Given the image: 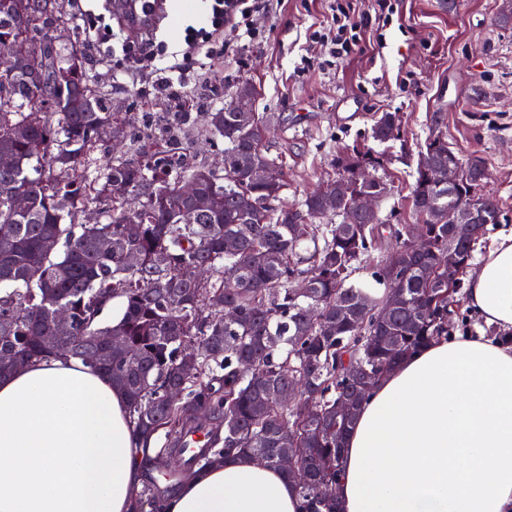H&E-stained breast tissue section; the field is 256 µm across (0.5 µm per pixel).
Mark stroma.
<instances>
[{
	"instance_id": "35a3bbf8",
	"label": "stroma",
	"mask_w": 512,
	"mask_h": 512,
	"mask_svg": "<svg viewBox=\"0 0 512 512\" xmlns=\"http://www.w3.org/2000/svg\"><path fill=\"white\" fill-rule=\"evenodd\" d=\"M327 0H285L271 16H254L256 38L215 59L210 80L191 86L188 118L177 131L196 161L213 165L224 158V141L207 126V115L224 108L236 86L250 83L260 92L257 109L272 114V151L288 161L285 204L294 206L335 174L333 159L376 116H401L398 140L385 144L393 157L384 178L390 187L379 205L389 224H416L409 201V171L417 152L440 129L463 158H483L487 192L498 199L512 229V24L499 23L506 0H400L399 17L370 22L361 53L336 62L313 30L330 18ZM74 31L104 32L116 27V0H92L89 10L69 5ZM126 63L114 59L102 42L87 55L90 81L110 107L125 105L131 138L118 151L100 150L98 166L114 155L132 157L143 136L161 132L167 101L150 82L118 83Z\"/></svg>"
}]
</instances>
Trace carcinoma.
Wrapping results in <instances>:
<instances>
[{
  "instance_id": "1",
  "label": "carcinoma",
  "mask_w": 512,
  "mask_h": 512,
  "mask_svg": "<svg viewBox=\"0 0 512 512\" xmlns=\"http://www.w3.org/2000/svg\"><path fill=\"white\" fill-rule=\"evenodd\" d=\"M61 18L70 21L63 0H0V53L39 33L33 54L0 75V154L14 160L0 170V233L8 234L0 247V352L28 364L83 361L103 337H123V348L101 351L92 367L126 392L143 447L166 436L145 457L147 479L133 512H160L174 486L158 484L154 474L168 472L177 457L182 481L224 463L233 449L276 467L280 448L296 449L308 474L297 485L301 512H336L324 489L341 477L343 437L368 391L362 381L378 380L448 335L474 247L504 220L484 190V161L461 158L438 131L427 139L409 172L411 205L425 228L419 250L408 245L409 225L348 211L356 195L386 197L378 172L388 158L363 141L336 156L329 197L313 193L296 208L281 205L287 163L267 146L266 113H209V127L224 138L222 174L186 162L187 147L163 137L148 139L145 160L115 157L97 170L91 155L127 138L126 122L99 91L89 93L83 67L66 82V108L56 106V71L84 64L82 52L55 42ZM47 51L57 70L37 81L33 61ZM400 128L398 113L383 112L369 137L387 143ZM191 181L206 207L182 195ZM18 194L28 200L22 210L11 203ZM90 203L98 205L93 224L83 220ZM459 204L485 216L479 234L448 227V209ZM106 238L107 251L99 248ZM227 238L237 250H224ZM450 264L460 274L451 284ZM204 265L209 275L201 279ZM364 269L369 280L356 279ZM227 272L236 287H224ZM300 279L308 282L304 293L294 288ZM390 288L399 289L393 300ZM117 298L121 317L102 325ZM59 304L69 309V332L45 343L41 337L55 335ZM185 341L200 348L192 359ZM295 383L301 408L278 399ZM175 390L181 399L171 398ZM343 397L354 400L346 415L336 410ZM194 430L205 431L207 443L188 458L182 435Z\"/></svg>"
}]
</instances>
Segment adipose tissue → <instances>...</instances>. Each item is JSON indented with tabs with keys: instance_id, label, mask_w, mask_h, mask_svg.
I'll use <instances>...</instances> for the list:
<instances>
[{
	"instance_id": "ef3b65f1",
	"label": "adipose tissue",
	"mask_w": 512,
	"mask_h": 512,
	"mask_svg": "<svg viewBox=\"0 0 512 512\" xmlns=\"http://www.w3.org/2000/svg\"><path fill=\"white\" fill-rule=\"evenodd\" d=\"M497 335L436 338L370 390L343 439L337 512H512V231L469 271ZM127 397L77 359L0 377V512H131L144 449ZM281 469L239 456L190 475L162 512H299Z\"/></svg>"
}]
</instances>
